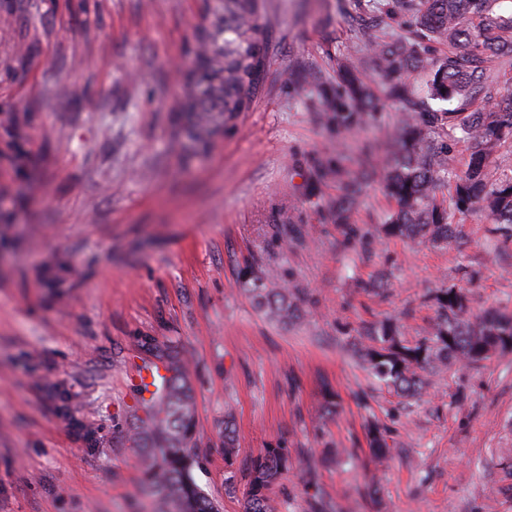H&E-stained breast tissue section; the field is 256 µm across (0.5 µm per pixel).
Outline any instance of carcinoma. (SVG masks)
Segmentation results:
<instances>
[{
    "label": "carcinoma",
    "instance_id": "obj_1",
    "mask_svg": "<svg viewBox=\"0 0 512 512\" xmlns=\"http://www.w3.org/2000/svg\"><path fill=\"white\" fill-rule=\"evenodd\" d=\"M218 23L198 28L188 48L190 62L181 75L182 93L169 115V144L188 162L213 152L257 98L267 72V31L261 23L262 0H210ZM496 0H395L396 10L414 11L408 35L388 40L382 27L365 37L389 78L386 96L405 111L403 135L384 165L381 182L395 210L382 225L390 237L448 247L456 238V217L480 204L493 216L494 231L512 238V172L493 161L500 141L512 139V110L490 105L479 112L443 108L421 112L428 100L451 103L484 88L483 59H512V15L496 12ZM452 51L435 56L436 47ZM332 120L338 127L359 124L375 105L367 83L354 71L341 72ZM29 118L0 114V128L14 148L10 163L27 160L22 149ZM448 128L456 142L470 150L466 168L448 184V144L431 138V128ZM357 185L348 183L336 201V220L343 223L356 203ZM244 291L254 306L280 324L298 318L294 291L288 285L269 288L265 279L246 272ZM437 320L427 335L410 343L396 325L374 322L368 344L359 349L366 369L387 389L415 398L428 384L427 374L448 362L479 365L483 349L499 336L512 337V317L487 311L472 317L464 289L452 284L438 291ZM165 374L154 385L146 415L134 417L133 436L145 468L143 484L162 505L160 512H220V506L198 486L194 471L199 454L192 447L195 415L190 370L181 354L166 349L159 356ZM374 460L388 453L383 431L368 430ZM234 430L224 427V493L240 501L241 512H285L287 500L277 485L291 466L288 448H266L241 472L234 469Z\"/></svg>",
    "mask_w": 512,
    "mask_h": 512
}]
</instances>
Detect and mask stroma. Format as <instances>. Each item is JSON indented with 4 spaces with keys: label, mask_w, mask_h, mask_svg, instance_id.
<instances>
[{
    "label": "stroma",
    "mask_w": 512,
    "mask_h": 512,
    "mask_svg": "<svg viewBox=\"0 0 512 512\" xmlns=\"http://www.w3.org/2000/svg\"><path fill=\"white\" fill-rule=\"evenodd\" d=\"M369 0H265L268 74L210 156L167 148L202 0H0V113L28 114V160H0V512H155L129 425L142 415L145 336L177 348L196 399L197 483L223 507L224 407L236 466L288 448L290 512H512V352L450 365L418 399L378 387L351 353L364 323L423 336L455 283L472 313L512 311V241L491 215L459 216L441 249L380 231L392 202L378 166L402 133L364 37ZM378 97L358 127L328 115L338 64ZM370 166L347 224L341 182ZM297 291L281 325L243 289L246 266ZM380 287L363 291L366 282ZM334 399L336 413L324 411ZM390 453L368 458L369 425ZM326 448L352 465L311 467Z\"/></svg>",
    "instance_id": "stroma-1"
}]
</instances>
